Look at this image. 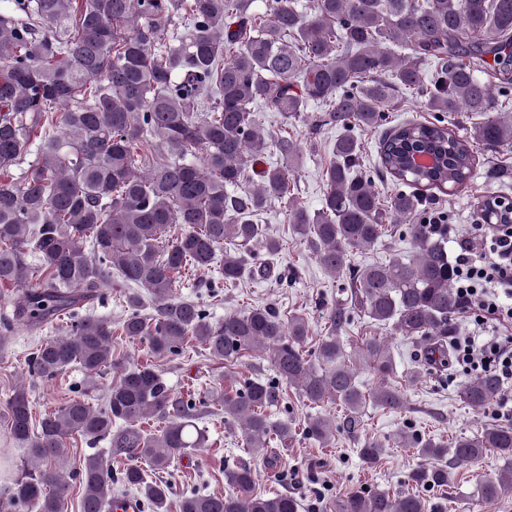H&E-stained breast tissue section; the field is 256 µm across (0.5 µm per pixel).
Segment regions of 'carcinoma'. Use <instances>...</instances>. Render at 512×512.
<instances>
[{
    "mask_svg": "<svg viewBox=\"0 0 512 512\" xmlns=\"http://www.w3.org/2000/svg\"><path fill=\"white\" fill-rule=\"evenodd\" d=\"M394 46L408 53L397 56ZM488 56L496 97L462 62ZM401 93L430 112L484 120L468 137L440 119L398 124L384 132L377 166L367 168L355 131L384 125ZM500 97L512 100V0H13L0 12V284L24 286L13 319L30 329L70 319L64 334L32 352L31 377L48 382L78 365L89 384L111 369L112 383L103 408L76 396L44 415L36 432L25 388L14 391L7 429L28 445L31 466L4 487L0 512H63L69 481L57 461L77 437L109 444L72 473L82 512H103L129 491L151 512H168L171 488L149 480L148 469L166 470L204 446L199 420L209 403L172 393L151 366L121 361L117 335L163 356L198 341L232 366L269 351L274 378H233L219 399L224 424L239 428L258 456L272 440L282 447L295 440L288 422L266 415L284 400L285 385L311 404L342 409L336 422L309 424L308 435L324 446L340 431L357 433L369 404L402 409L384 338L366 336L348 353L337 332L361 313L416 341L414 376L448 370L460 308L448 232L422 222L428 196L412 188H460L476 168L472 144L512 147V114L499 112ZM312 102L322 108L313 127L332 126L338 135L321 208L310 213L294 205L296 147L285 130L266 134L261 113L293 117ZM410 144L437 150L440 165L408 169ZM272 147L282 164L257 168ZM377 177L393 178L399 189L381 198ZM273 202L286 208L291 235L328 275H345L349 290L309 354L301 315L260 306L213 322L203 299L176 295L190 269L219 266L208 283L211 299L247 276L271 275L276 239L265 238L264 257L220 250L264 238L257 218ZM388 232L409 238L413 254L347 264L350 252L373 249ZM30 256L39 275L28 284ZM116 286L128 307L117 327L80 313ZM362 370L378 378L370 392L359 384ZM499 392L498 379L482 374L459 399L481 410ZM149 416L165 421L159 433L141 428ZM399 444L440 464L414 468L406 491L352 492L336 512H427L428 494L447 492L457 471L488 454L504 467L479 478L478 497L512 496L510 426L487 424L450 443L405 431ZM383 453L374 441L358 448L370 467ZM114 460L124 463L117 478ZM257 477L238 466L227 473L225 493L185 494L179 512H298L292 496L255 494Z\"/></svg>",
    "mask_w": 512,
    "mask_h": 512,
    "instance_id": "obj_1",
    "label": "carcinoma"
}]
</instances>
